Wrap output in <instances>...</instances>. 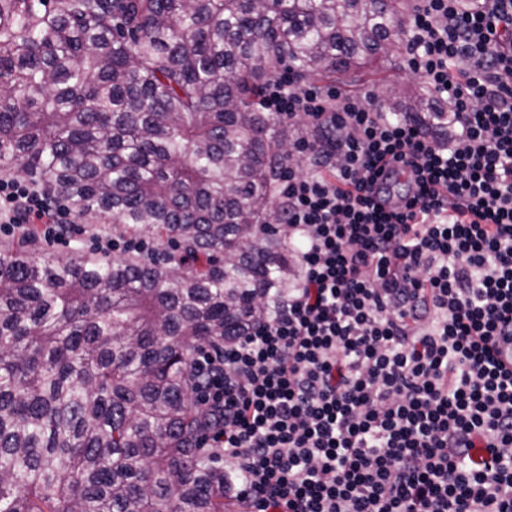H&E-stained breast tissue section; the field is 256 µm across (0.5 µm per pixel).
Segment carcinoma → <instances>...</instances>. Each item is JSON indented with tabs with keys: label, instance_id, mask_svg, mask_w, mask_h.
Here are the masks:
<instances>
[{
	"label": "carcinoma",
	"instance_id": "1",
	"mask_svg": "<svg viewBox=\"0 0 512 512\" xmlns=\"http://www.w3.org/2000/svg\"><path fill=\"white\" fill-rule=\"evenodd\" d=\"M412 0H0V172L146 260L0 246V512H230L201 448L192 352L299 284L273 223L277 71L346 80L399 55ZM388 111L448 139L413 84ZM92 251L93 253L107 255L112 250L121 249L128 251H136L147 257H151L154 253V246L151 245L149 241H146L142 238H129L125 239L124 236H109L107 235L105 238L103 237H92ZM117 250L114 253L112 252L107 259H117L123 257L125 253L123 251Z\"/></svg>",
	"mask_w": 512,
	"mask_h": 512
}]
</instances>
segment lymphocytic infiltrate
<instances>
[{"mask_svg":"<svg viewBox=\"0 0 512 512\" xmlns=\"http://www.w3.org/2000/svg\"><path fill=\"white\" fill-rule=\"evenodd\" d=\"M406 29L447 142L292 72L258 104L336 155L280 184L298 287L190 360L247 512H512V0H415ZM82 232L0 178L1 234Z\"/></svg>","mask_w":512,"mask_h":512,"instance_id":"1","label":"lymphocytic infiltrate"}]
</instances>
